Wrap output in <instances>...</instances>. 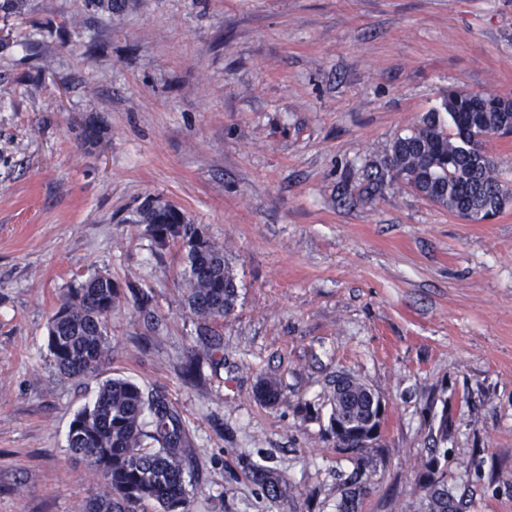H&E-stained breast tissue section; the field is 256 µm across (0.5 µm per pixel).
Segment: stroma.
Returning <instances> with one entry per match:
<instances>
[{
	"label": "stroma",
	"instance_id": "1",
	"mask_svg": "<svg viewBox=\"0 0 512 512\" xmlns=\"http://www.w3.org/2000/svg\"><path fill=\"white\" fill-rule=\"evenodd\" d=\"M454 88L512 98V0L0 10V512H77L97 493L66 434L113 377L180 413L191 512H336L355 465L330 429L341 373L386 404L361 512H425L434 457L469 512H512V203L473 223L405 187L355 199L365 165ZM150 197L222 243L239 282L224 364L193 382L185 254L138 224ZM94 273L121 292L111 355L66 377L48 317ZM270 375L275 406L254 395ZM265 468L282 497L256 483Z\"/></svg>",
	"mask_w": 512,
	"mask_h": 512
}]
</instances>
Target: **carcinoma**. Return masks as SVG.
Wrapping results in <instances>:
<instances>
[{
    "instance_id": "carcinoma-1",
    "label": "carcinoma",
    "mask_w": 512,
    "mask_h": 512,
    "mask_svg": "<svg viewBox=\"0 0 512 512\" xmlns=\"http://www.w3.org/2000/svg\"><path fill=\"white\" fill-rule=\"evenodd\" d=\"M512 134V99L492 93L448 91L440 109L398 135L380 162L365 169L359 196L371 200L390 185L411 188L434 205L472 222L500 213L512 199L493 157L486 151L492 135ZM138 223L159 247L180 244L186 258L183 272L184 314L208 341L189 356L184 374L194 378L203 360L218 367L220 339L213 325L234 312L239 299L236 274L224 246L183 212L175 213L157 202L145 203ZM120 291L112 278L94 274L67 289L52 310L47 326L49 361L70 377L95 376L110 355L112 311L120 304ZM283 396L280 381L264 377L255 386V397L274 404ZM331 416L348 409L355 418L369 413L364 383L345 377L341 392L332 395ZM362 425L344 427L336 447L359 455L356 468L344 481L337 512H359L368 493V445L378 444L380 434H359ZM188 434L175 407L157 393L145 391L125 378L103 382L93 400L69 424L70 454L87 460L101 478L94 497L80 512H134L133 506L153 504L158 512H190L185 487ZM258 481L275 499L282 485L263 470ZM427 512H463L464 504L449 492L444 477L428 469L422 484Z\"/></svg>"
}]
</instances>
